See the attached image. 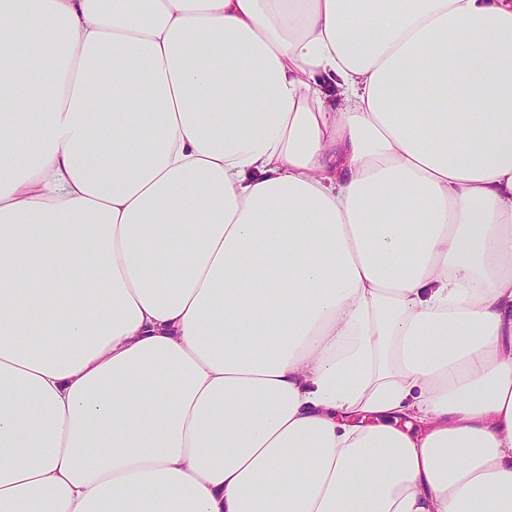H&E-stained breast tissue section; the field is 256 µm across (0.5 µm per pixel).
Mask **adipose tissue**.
<instances>
[{
    "label": "adipose tissue",
    "instance_id": "adipose-tissue-1",
    "mask_svg": "<svg viewBox=\"0 0 512 512\" xmlns=\"http://www.w3.org/2000/svg\"><path fill=\"white\" fill-rule=\"evenodd\" d=\"M0 512H512V0H0Z\"/></svg>",
    "mask_w": 512,
    "mask_h": 512
}]
</instances>
